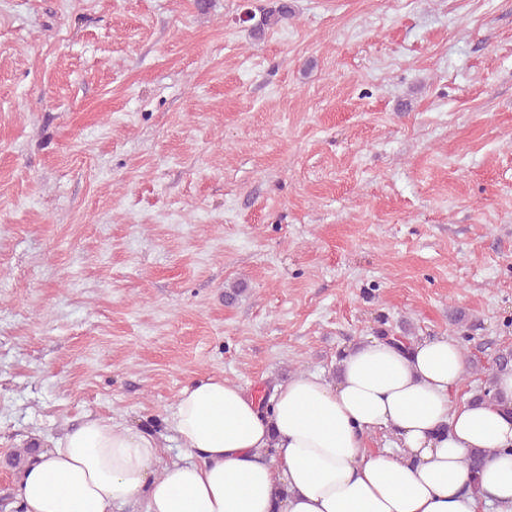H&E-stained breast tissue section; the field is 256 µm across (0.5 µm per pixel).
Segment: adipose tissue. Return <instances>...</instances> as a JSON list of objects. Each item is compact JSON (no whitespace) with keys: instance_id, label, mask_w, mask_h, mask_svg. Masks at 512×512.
Masks as SVG:
<instances>
[{"instance_id":"obj_1","label":"adipose tissue","mask_w":512,"mask_h":512,"mask_svg":"<svg viewBox=\"0 0 512 512\" xmlns=\"http://www.w3.org/2000/svg\"><path fill=\"white\" fill-rule=\"evenodd\" d=\"M456 339H367L336 382L300 374L269 401L222 377L184 386L169 419L182 448L86 417L27 465L23 512H512V413L457 400ZM381 432L390 447L371 451ZM487 450L479 475L466 459Z\"/></svg>"}]
</instances>
